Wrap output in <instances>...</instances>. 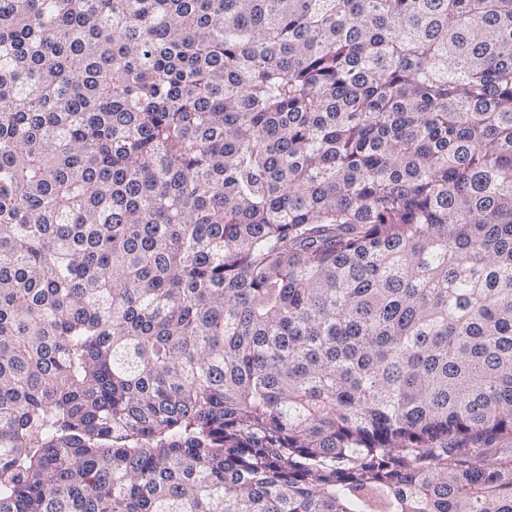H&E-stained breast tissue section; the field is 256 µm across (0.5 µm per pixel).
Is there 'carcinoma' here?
<instances>
[{"mask_svg":"<svg viewBox=\"0 0 512 512\" xmlns=\"http://www.w3.org/2000/svg\"><path fill=\"white\" fill-rule=\"evenodd\" d=\"M512 0H0V512H512Z\"/></svg>","mask_w":512,"mask_h":512,"instance_id":"cac0c4a2","label":"carcinoma"}]
</instances>
